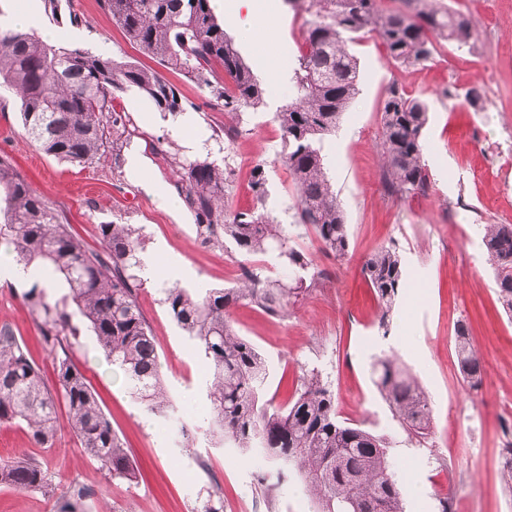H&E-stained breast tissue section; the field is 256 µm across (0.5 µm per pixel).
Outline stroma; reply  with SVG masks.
Instances as JSON below:
<instances>
[{"instance_id":"1","label":"stroma","mask_w":512,"mask_h":512,"mask_svg":"<svg viewBox=\"0 0 512 512\" xmlns=\"http://www.w3.org/2000/svg\"><path fill=\"white\" fill-rule=\"evenodd\" d=\"M476 21L472 51L437 42L435 56L417 66L388 62L371 34L353 46L359 60L360 92L324 144L327 175L336 188L350 235L346 258L325 256L313 235L296 237L330 277L323 288L279 315L241 306L231 320L269 369L267 389L275 403L289 402L306 371L319 370L336 396L339 420L385 437L390 455L402 463L406 512H512L500 460L512 442V312L499 299L495 272L482 244L484 224H512V0H442ZM259 23L260 34L245 33L229 12H219L224 30L256 77L267 84L264 108L246 112L248 132L234 142L214 139L223 131L222 112L207 107V93L172 71L164 76L186 102L199 154L218 152L235 171L230 206L253 205L250 172L268 171L267 205L282 223H291L296 200L282 162L276 110L292 96L294 59L303 39V18L284 0ZM41 22L61 42L117 61L150 65L100 8L99 0H62L52 15L39 0ZM80 24L69 22L70 15ZM283 74L270 84L268 62ZM424 99L429 122L424 131L427 194L388 196L382 186L378 145L380 106L390 84ZM478 87V107L465 99ZM122 110L138 130L121 163L111 153L79 168L44 153L21 124L19 100L0 95V155L9 157L33 190L67 219L90 247L100 245L102 224L139 228L144 249L138 273L139 304L149 322L161 371L180 416L198 424L191 447L177 444L172 424L146 412L121 374L113 372L95 336L82 331L71 354L86 376L114 431L139 471L130 483L109 478L81 448L66 415H59L55 439L36 444L23 424L0 425V458L28 454L47 463L56 494L70 481L95 489L83 512H200L209 494H219L223 512H315L304 483L286 481L264 494L258 482L271 465L261 457L215 445L201 431L208 415L207 360L170 316L163 299L169 281L199 292L235 286L244 259L208 247L198 239L187 210L170 212L152 192L162 183L175 193V174L156 155V138L173 120L135 89L119 95ZM140 159L142 173L130 167ZM384 246L401 255L410 283L398 297L387 329L378 326V301L363 275L364 261ZM26 280L0 275V326H8L48 386L56 374L39 326L23 299ZM466 321L485 369L482 385L471 388L458 367L455 326ZM395 354L420 382L432 408L424 442L408 437L371 377L374 357Z\"/></svg>"}]
</instances>
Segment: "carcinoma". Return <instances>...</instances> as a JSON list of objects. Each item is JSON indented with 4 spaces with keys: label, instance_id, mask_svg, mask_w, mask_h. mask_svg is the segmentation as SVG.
<instances>
[{
    "label": "carcinoma",
    "instance_id": "cac0c4a2",
    "mask_svg": "<svg viewBox=\"0 0 512 512\" xmlns=\"http://www.w3.org/2000/svg\"><path fill=\"white\" fill-rule=\"evenodd\" d=\"M411 11L387 10L380 0H285L305 15L292 82L294 96L274 113L282 139V160L297 191L293 223L283 224L267 208V174L251 172L252 208L231 210L227 199L233 170L225 160L163 149L156 152L175 172L179 196L191 214L201 243L231 242L249 257L277 253L291 275L271 278L261 266H242L238 285L195 293L172 286L164 303L173 320L210 363L207 398L212 438L245 451H262L274 464L276 482L299 478L316 500V512H404L399 466L387 442L336 417L335 397L317 370L302 378L285 407L264 399L267 367L256 347L230 320L238 305L268 313L285 311L292 300L317 287L325 273L292 245L297 230L312 231L327 255L349 252L348 225L327 177L323 144L359 92L358 60L348 44L375 35L387 60L401 66L432 59L435 39L471 49L475 22L438 0H408ZM101 9L144 56L175 71L209 94V106L230 118L224 135L232 142L245 132L243 113L266 104L267 88L224 33L210 0H99ZM20 95L27 135L48 155L86 167L112 148L114 164L137 135L117 93L133 86L160 112H185L174 84L157 70L117 62L87 50L43 41L36 33L0 26V85ZM382 183L390 196L425 194L430 174L424 161L426 102L396 84L382 101ZM102 247L86 248L51 204L37 194L6 156L0 157V243L34 279L24 294L40 321L42 340L53 354L57 388L45 385L9 327L0 328V425L24 423L33 440L46 444L56 434V400L62 398L71 429L87 456L111 477L128 482L136 468L100 407L84 374L71 360L73 340L86 328L119 369L145 410L172 416L175 407L161 374L159 354L133 286L141 269V238L132 224L99 225ZM483 242L496 273L499 299L512 311V224L482 225ZM362 273L380 307L381 327L407 287L399 253L382 247ZM60 279L68 293L51 304L45 288ZM455 348L463 378L483 380L481 357L470 329L455 327ZM373 382L408 436L427 438L432 410L417 381L390 356L371 366ZM0 485L54 496L42 465L26 456L0 459ZM95 491L70 483L54 512H81Z\"/></svg>",
    "mask_w": 512,
    "mask_h": 512
}]
</instances>
